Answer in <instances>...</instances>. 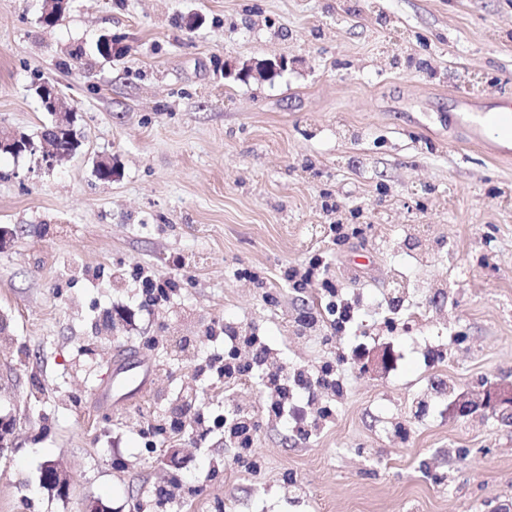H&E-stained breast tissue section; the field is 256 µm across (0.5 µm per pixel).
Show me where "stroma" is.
Returning a JSON list of instances; mask_svg holds the SVG:
<instances>
[{
  "label": "stroma",
  "mask_w": 512,
  "mask_h": 512,
  "mask_svg": "<svg viewBox=\"0 0 512 512\" xmlns=\"http://www.w3.org/2000/svg\"><path fill=\"white\" fill-rule=\"evenodd\" d=\"M41 11L0 0V129L50 124L44 75L83 143L50 164L0 152V512H512V418L449 412L512 381V161L463 142L450 99L512 77V0H72L51 28ZM278 57L274 81L224 75ZM315 254L350 320L291 280ZM145 276L174 295L146 303ZM306 311L326 329L294 338ZM228 321L271 365L344 377L316 434L263 420L257 473L223 420L261 377L222 394L206 369ZM386 347L392 366L363 372ZM187 399L211 428L149 434L145 414ZM50 462L69 496L42 487Z\"/></svg>",
  "instance_id": "stroma-1"
}]
</instances>
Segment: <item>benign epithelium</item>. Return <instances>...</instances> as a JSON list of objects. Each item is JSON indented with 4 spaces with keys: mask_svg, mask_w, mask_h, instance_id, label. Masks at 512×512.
I'll use <instances>...</instances> for the list:
<instances>
[{
    "mask_svg": "<svg viewBox=\"0 0 512 512\" xmlns=\"http://www.w3.org/2000/svg\"><path fill=\"white\" fill-rule=\"evenodd\" d=\"M67 0L57 2V0H43V10L40 17L41 22L56 20L64 11ZM286 67V61L282 58L264 59L254 62H245L241 67L236 68L232 65L226 67L224 76L235 77L240 80L256 78L262 81H270L277 73L282 72ZM34 92L39 98L42 107L52 116V125L46 129V133L41 135L40 142L25 134H16L11 132L0 133V151H11L17 154H34L38 147L45 148L43 159L47 163H52L57 157L56 150H48L50 147L48 134L69 132L73 134V143L75 147H80L81 140L75 136V117L76 112L67 103L60 93L54 81L46 83L39 82L34 86ZM489 410L496 412L498 410L512 411V382H500L483 392L481 400H474L469 393H459L451 404V411L459 417H466L474 414L477 410ZM41 484L50 491L59 495H67L70 487L71 477L63 468L55 463H48L44 466L41 477Z\"/></svg>",
    "mask_w": 512,
    "mask_h": 512,
    "instance_id": "7a95c632",
    "label": "benign epithelium"
}]
</instances>
